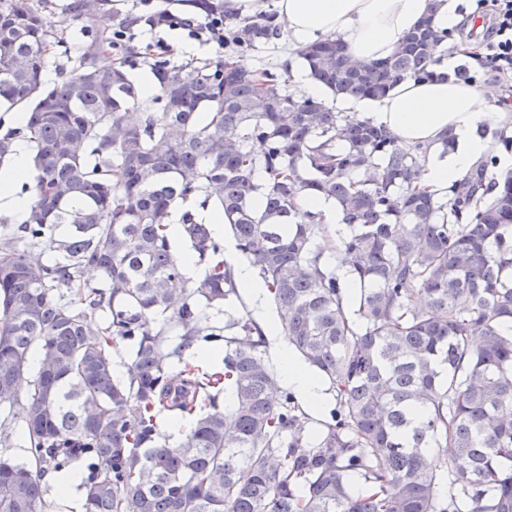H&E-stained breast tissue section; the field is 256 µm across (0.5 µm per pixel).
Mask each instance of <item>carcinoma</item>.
Segmentation results:
<instances>
[{"label":"carcinoma","mask_w":512,"mask_h":512,"mask_svg":"<svg viewBox=\"0 0 512 512\" xmlns=\"http://www.w3.org/2000/svg\"><path fill=\"white\" fill-rule=\"evenodd\" d=\"M47 2L0 0V107L25 113L0 158L22 137L37 172L21 234L0 238V407L25 401L31 454L0 456V512H49L42 476L77 464L83 512H512V170L491 175L488 154L447 201L434 196L422 147L245 61L280 36L271 13L224 17L222 62L153 58L143 99L126 60L98 64L112 50L102 0H72L87 42L48 85ZM447 42L426 19L383 60L354 62L335 36L297 55L333 98L378 99L405 79L447 78ZM304 194L343 216L334 267L315 245L329 225L294 221ZM195 199L224 213L288 312V344L334 393L316 435L258 323L204 320L202 307L239 292ZM178 206L205 265L197 280L171 245ZM88 268L101 286L84 282ZM192 344L219 346L222 369L186 360ZM165 412L194 416L175 443L158 434ZM440 448L454 449L442 471L430 467Z\"/></svg>","instance_id":"carcinoma-1"}]
</instances>
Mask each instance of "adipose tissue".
I'll return each instance as SVG.
<instances>
[{
  "instance_id": "adipose-tissue-1",
  "label": "adipose tissue",
  "mask_w": 512,
  "mask_h": 512,
  "mask_svg": "<svg viewBox=\"0 0 512 512\" xmlns=\"http://www.w3.org/2000/svg\"><path fill=\"white\" fill-rule=\"evenodd\" d=\"M457 0H277L281 37L299 48L328 35L340 37L354 61L369 63L390 56L403 35L424 19L441 29H453L460 17ZM492 89L437 79H409L394 86L383 98L355 101L353 109L372 123L391 130L401 145L426 151L423 183L444 196L454 181L467 174L489 151L478 131L481 127L512 129V113L495 103ZM455 148L443 152L446 134ZM31 150L18 141L10 161L0 166V216L23 223L29 199L19 186L31 176ZM282 381L311 413L326 399L322 380L288 345L278 353Z\"/></svg>"
}]
</instances>
